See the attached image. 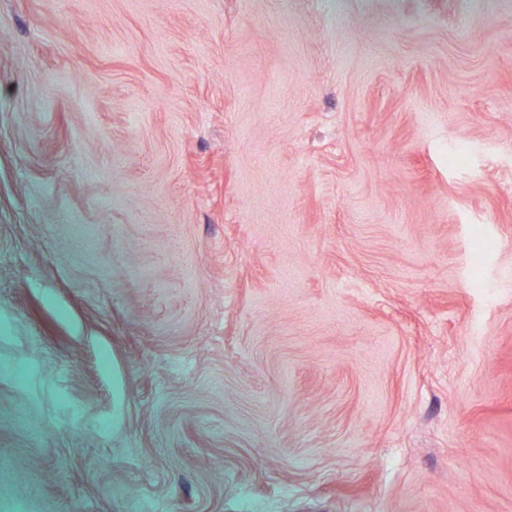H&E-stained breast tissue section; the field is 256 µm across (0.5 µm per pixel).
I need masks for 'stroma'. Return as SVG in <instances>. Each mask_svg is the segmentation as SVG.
<instances>
[{
    "label": "stroma",
    "mask_w": 512,
    "mask_h": 512,
    "mask_svg": "<svg viewBox=\"0 0 512 512\" xmlns=\"http://www.w3.org/2000/svg\"><path fill=\"white\" fill-rule=\"evenodd\" d=\"M0 512H512V0H0Z\"/></svg>",
    "instance_id": "1"
}]
</instances>
